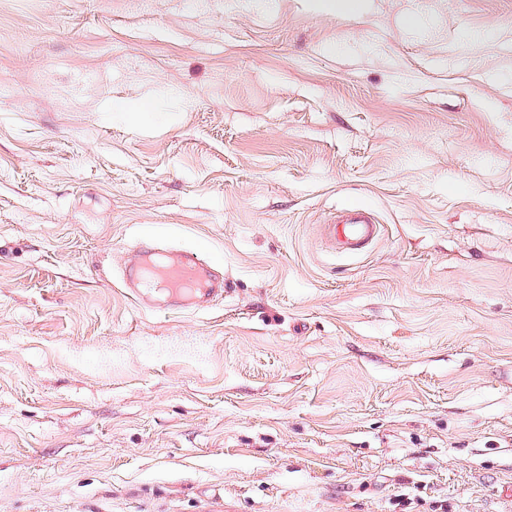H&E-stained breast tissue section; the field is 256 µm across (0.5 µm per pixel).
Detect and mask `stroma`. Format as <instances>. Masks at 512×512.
Listing matches in <instances>:
<instances>
[{
    "mask_svg": "<svg viewBox=\"0 0 512 512\" xmlns=\"http://www.w3.org/2000/svg\"><path fill=\"white\" fill-rule=\"evenodd\" d=\"M149 233L223 299L135 307ZM511 489L512 0H0V512ZM322 227L336 247L347 253L366 251L380 235V224H377L373 211L363 207L341 211ZM159 235H152L148 237V242H140L134 250L129 253L123 268L122 278L125 286L130 288L131 292L135 295L139 303L148 306V297L139 289L141 285L149 283L152 288L163 278L150 279L148 277V263L153 260L155 256L164 251L163 241Z\"/></svg>",
    "mask_w": 512,
    "mask_h": 512,
    "instance_id": "1",
    "label": "stroma"
}]
</instances>
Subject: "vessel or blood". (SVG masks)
Returning a JSON list of instances; mask_svg holds the SVG:
<instances>
[{
    "label": "vessel or blood",
    "mask_w": 512,
    "mask_h": 512,
    "mask_svg": "<svg viewBox=\"0 0 512 512\" xmlns=\"http://www.w3.org/2000/svg\"><path fill=\"white\" fill-rule=\"evenodd\" d=\"M324 232L339 250L361 253L377 241L380 226L372 210L355 207L334 216L325 225ZM162 253L167 256L163 273L166 293L198 308L208 307L211 302L223 298L224 276L215 271L207 259L194 253H165L162 239L153 235L129 253L123 268V282L134 292L139 303L148 301L142 290L149 281L148 263Z\"/></svg>",
    "instance_id": "b4317fda"
}]
</instances>
